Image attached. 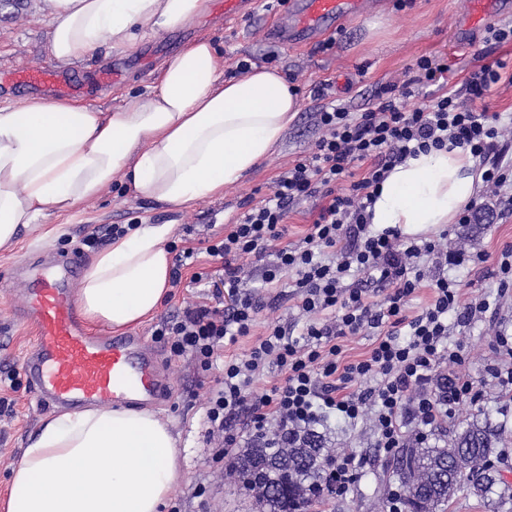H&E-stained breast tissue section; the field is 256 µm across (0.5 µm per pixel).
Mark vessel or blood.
Listing matches in <instances>:
<instances>
[{
    "instance_id": "vessel-or-blood-1",
    "label": "vessel or blood",
    "mask_w": 512,
    "mask_h": 512,
    "mask_svg": "<svg viewBox=\"0 0 512 512\" xmlns=\"http://www.w3.org/2000/svg\"><path fill=\"white\" fill-rule=\"evenodd\" d=\"M374 5L375 0H288L286 18L268 36L277 44L309 45ZM507 9L505 0H472L460 24L468 27ZM16 82L55 95L78 89L71 72L54 68L18 73ZM77 270L75 258L52 254L27 264L19 312L37 331L22 360L30 388L39 402L70 408L160 400L167 378L144 337L97 336L84 329L71 288Z\"/></svg>"
}]
</instances>
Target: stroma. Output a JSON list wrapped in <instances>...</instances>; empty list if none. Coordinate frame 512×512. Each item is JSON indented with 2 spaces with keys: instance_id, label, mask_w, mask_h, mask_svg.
<instances>
[{
  "instance_id": "stroma-1",
  "label": "stroma",
  "mask_w": 512,
  "mask_h": 512,
  "mask_svg": "<svg viewBox=\"0 0 512 512\" xmlns=\"http://www.w3.org/2000/svg\"><path fill=\"white\" fill-rule=\"evenodd\" d=\"M469 0H414L413 6L397 9L396 0H379L372 12L348 22L335 33L333 48L282 46L269 40L266 31L277 18V10L266 0H255L250 12L231 18L220 9V0H209L206 14L195 23L158 37L146 39L138 52L105 47L99 58L72 64L82 83L77 100L107 111L129 103L134 92L154 85L161 62L185 43L207 37L224 58V76L236 73L238 61L256 67L277 68L289 83L297 86L300 110L274 146L270 155L243 180L225 188L223 196L181 208H162L150 201L125 194L113 185L94 202L79 205L70 215L52 216L22 230L18 243L0 249V499L4 498L12 465L20 458L29 438L52 409H38L34 394L22 373V358L32 342V326L17 314L16 267L20 260L55 252L77 254L87 265L94 248L83 245L86 232L112 224H169L177 246L201 248L210 235L233 222L247 201L260 199L276 177L319 135L315 114L320 106L313 90L327 84L328 100L350 111L361 112L378 101L380 91L402 84L409 67L422 56L448 60L449 85H461L470 70L482 63V27L463 31L459 19L467 13ZM49 23L38 0H8L0 6V75L54 66L45 51ZM119 67L122 77L114 84H102V70ZM479 220L451 224L444 245L449 252L463 254L483 250L497 254L512 243V213H502L495 199ZM430 275L441 273L460 281L466 297L485 296L496 304L495 320L477 318L470 325L452 326L451 338L469 351L465 366L480 376L492 362L490 348L499 331L512 327V294L498 296L490 272L493 263L479 268L463 261L441 268L425 265ZM163 372L171 390L156 411L169 422L180 442L179 464L182 479L173 488L163 512H257L253 495L246 491L228 461L214 459L205 406L213 379L195 372L186 361L171 362L166 349H158ZM329 448L340 454L365 458L366 465L357 486L346 497L326 501L309 512H377L379 501L387 500L395 480L384 476L382 457L375 449L373 419L364 416L358 423L332 420L321 427ZM204 486L202 496H194L196 486Z\"/></svg>"
}]
</instances>
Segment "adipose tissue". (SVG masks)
Wrapping results in <instances>:
<instances>
[{
	"instance_id": "adipose-tissue-1",
	"label": "adipose tissue",
	"mask_w": 512,
	"mask_h": 512,
	"mask_svg": "<svg viewBox=\"0 0 512 512\" xmlns=\"http://www.w3.org/2000/svg\"><path fill=\"white\" fill-rule=\"evenodd\" d=\"M208 0H43L47 53L69 65L104 44L136 51L149 37L189 26ZM220 53L200 37L166 57L160 78L108 112L70 99L0 103V248L50 215L98 199L114 180L134 197L176 208L222 196L280 140L299 96L274 69L222 79ZM482 187L461 149L395 166L372 206L376 228L404 234L453 223ZM169 224H140L97 252L78 303L114 331L152 317L172 275ZM178 439L148 409L86 408L42 421L11 469L0 512H161L182 478Z\"/></svg>"
}]
</instances>
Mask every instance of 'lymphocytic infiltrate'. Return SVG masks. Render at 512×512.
<instances>
[{"label":"lymphocytic infiltrate","instance_id":"lymphocytic-infiltrate-1","mask_svg":"<svg viewBox=\"0 0 512 512\" xmlns=\"http://www.w3.org/2000/svg\"><path fill=\"white\" fill-rule=\"evenodd\" d=\"M482 56L458 89L448 86V64L423 56L410 77L387 87L385 98L363 112L333 104L317 114L322 131L314 146L273 181L268 192L212 239L206 253L220 262L219 277L198 272L194 284L228 297L218 308L195 303L160 319L153 336L197 373L214 375L205 417L216 455L231 459L241 446L274 448L281 436L295 439L326 418L357 422L372 413L375 447L388 456L410 443L426 444L432 430L452 422L484 399L486 385L512 400V335L498 333L494 359L482 377L460 371L438 391L427 386L441 364L465 365L468 354L448 336L449 321L468 325L489 312L484 298L465 297L447 276L427 278L424 259L444 266L439 241L406 243L400 229H375L370 209L389 172L432 150L459 148L478 158L487 186L512 206V150L501 141V115L476 108L501 79L506 64L493 50L512 45V23L485 29ZM434 87L429 104L408 108L416 88ZM320 201L316 217L298 242L288 240V215L300 202ZM284 289L306 321L293 331L277 320L259 322L264 306L253 277ZM385 290L371 301L368 287ZM429 286L430 302L416 316L406 304ZM373 331L377 339L360 359L341 362L340 339ZM253 337L243 355L225 356V344ZM277 366L279 379L257 390L256 379ZM365 466L354 454L329 456L310 501L342 497Z\"/></svg>","mask_w":512,"mask_h":512}]
</instances>
